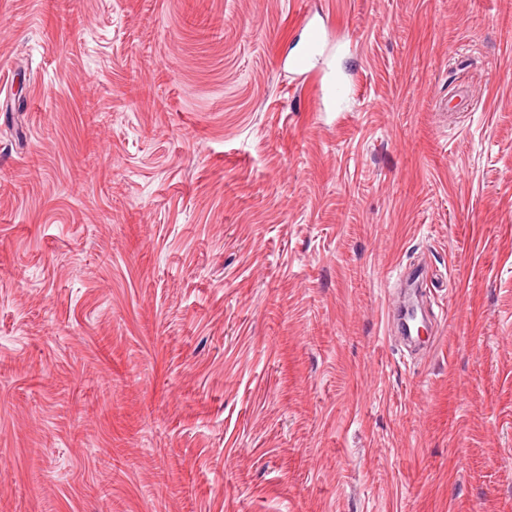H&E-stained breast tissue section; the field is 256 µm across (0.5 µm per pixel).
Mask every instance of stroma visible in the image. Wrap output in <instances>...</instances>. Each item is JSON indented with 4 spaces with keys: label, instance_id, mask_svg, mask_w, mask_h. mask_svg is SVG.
<instances>
[{
    "label": "stroma",
    "instance_id": "35a3bbf8",
    "mask_svg": "<svg viewBox=\"0 0 512 512\" xmlns=\"http://www.w3.org/2000/svg\"><path fill=\"white\" fill-rule=\"evenodd\" d=\"M0 512H512V0H0ZM292 66L295 70L303 71L302 76L305 79L314 81V85L316 86L319 95L322 98L326 96L327 100L331 103L341 105L351 94V89L344 82H336L335 84L331 83L327 89L323 90L321 84L318 81L315 70L311 67H308V59H301L297 62L294 61Z\"/></svg>",
    "mask_w": 512,
    "mask_h": 512
}]
</instances>
